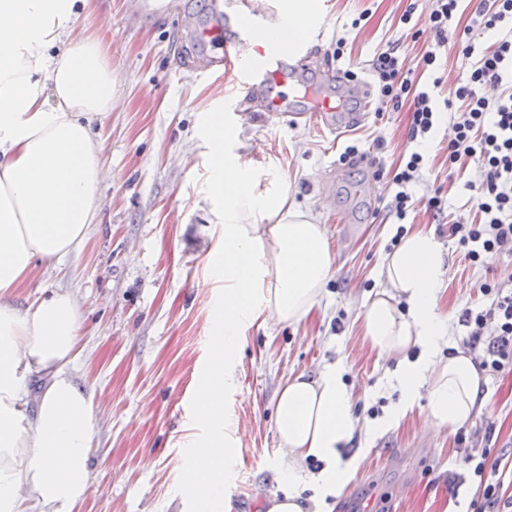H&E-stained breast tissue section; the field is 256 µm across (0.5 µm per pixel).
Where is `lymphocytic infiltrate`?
<instances>
[{
  "label": "lymphocytic infiltrate",
  "mask_w": 512,
  "mask_h": 512,
  "mask_svg": "<svg viewBox=\"0 0 512 512\" xmlns=\"http://www.w3.org/2000/svg\"><path fill=\"white\" fill-rule=\"evenodd\" d=\"M460 2L434 0L427 23L434 48L415 61L388 49L374 58L372 70L378 98L395 108L410 102L411 134L423 137L432 130L437 109L430 91L420 85V72L433 71L437 48L448 44L467 60L455 98L447 104L454 129L448 163L453 166L461 159H473L483 178L474 187L477 220L453 221L448 232L467 246L469 259L476 262L483 254L512 250V0H475L471 22L463 28L456 23ZM491 30L499 31L500 39L480 46L482 35ZM422 167V155L414 152L393 176L396 192L391 208L398 219H405L416 206L408 186ZM482 290L492 296L491 306L479 312L465 310L460 321L467 329L468 345L483 349L481 368L494 375L512 364V289L486 283ZM490 322L495 333L485 343L481 337ZM462 464L477 477L487 506L498 507L502 499L499 462L484 452L466 454Z\"/></svg>",
  "instance_id": "f902f5d3"
}]
</instances>
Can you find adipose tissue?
Instances as JSON below:
<instances>
[{
  "mask_svg": "<svg viewBox=\"0 0 512 512\" xmlns=\"http://www.w3.org/2000/svg\"><path fill=\"white\" fill-rule=\"evenodd\" d=\"M86 4L0 0V512H80L93 484L92 401L76 375L77 302L57 289L24 310L12 303L41 267L81 248L99 208L104 144L91 118L111 111L116 80L104 43L71 34ZM316 15L317 0H288L262 37L295 46L311 38ZM207 138L205 198L224 227L208 270L224 285V303L214 318V361L196 388L198 419L210 435L188 443L183 489L204 497L207 512H224L211 491L233 454L224 392L242 330L269 315L288 326L305 320L323 297L334 259L319 217L289 203L287 176L259 190L262 169L234 151L218 113L209 117ZM444 264L433 229L406 231L384 259L383 288L358 320L370 349L396 358L404 408L425 402L427 426L452 432L473 421L485 396L472 356L459 349L438 355ZM398 294L406 310L396 307ZM355 405L335 364L280 387L274 430L288 453L279 479L289 489L270 498L266 512H307L292 485L307 458L323 464L313 477L317 494L335 492L341 450L358 425Z\"/></svg>",
  "mask_w": 512,
  "mask_h": 512,
  "instance_id": "adipose-tissue-1",
  "label": "adipose tissue"
}]
</instances>
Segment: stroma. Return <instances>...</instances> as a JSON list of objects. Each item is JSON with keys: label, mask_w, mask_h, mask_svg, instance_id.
Segmentation results:
<instances>
[{"label": "stroma", "mask_w": 512, "mask_h": 512, "mask_svg": "<svg viewBox=\"0 0 512 512\" xmlns=\"http://www.w3.org/2000/svg\"><path fill=\"white\" fill-rule=\"evenodd\" d=\"M320 6L329 21L307 49L319 64L354 71L359 81L370 82L371 61L389 46L410 58L433 48L425 31L432 0H321ZM409 8L414 23L407 26L400 17ZM210 15L211 0H181L177 9L149 0H90L75 22L76 31L106 43L117 80L116 109L93 122L109 175L83 247L40 270L16 305L27 308L58 288L78 302L84 351L77 374L93 394L97 443L82 512H194L181 494L185 444L197 432L195 391L224 298L223 284L202 285L210 256L224 242L223 225L207 214V144L197 134L215 104L235 128L240 152L271 174L288 175L291 201L321 217L334 254V274L311 316L294 326L269 320L243 331L224 394L235 459L214 487L229 512H262L280 491L276 474L288 458L274 431L277 390L288 376L313 375L331 363L359 395L357 415L377 432L356 435L343 450L345 479L319 512H471L477 483L460 460L485 449L500 459L504 492L512 495V369L487 377L486 405L460 434L423 430L421 405L390 428L386 422L400 403L395 363L363 345L356 322L379 287L385 254L397 245L389 203L401 162L415 151L424 156L410 185L415 198L438 191L450 213H471L466 185L482 172L470 159L449 167L447 114H439L423 140L411 139L405 106L370 114L338 137L311 125H272L259 112L239 116L231 108L235 89L222 73L174 65L179 37L193 40ZM353 143L360 157L342 160ZM345 216L354 235L342 231ZM406 222L434 228L443 245L440 345L465 348L459 318L491 305L481 284L512 286V254L488 253L473 263L424 208Z\"/></svg>", "instance_id": "35a3bbf8"}]
</instances>
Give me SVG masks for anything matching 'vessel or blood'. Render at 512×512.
Returning <instances> with one entry per match:
<instances>
[{
  "label": "vessel or blood",
  "instance_id": "vessel-or-blood-1",
  "mask_svg": "<svg viewBox=\"0 0 512 512\" xmlns=\"http://www.w3.org/2000/svg\"><path fill=\"white\" fill-rule=\"evenodd\" d=\"M215 14L218 23L202 43L208 67L231 76L243 91L235 111L260 112L272 122L313 124L336 135L368 118V88L347 81L343 70H317L304 47L285 48L260 39L256 30L240 26L232 0ZM313 82L324 84V91L314 97L301 94V87ZM340 97L354 102V109L338 108Z\"/></svg>",
  "mask_w": 512,
  "mask_h": 512
}]
</instances>
